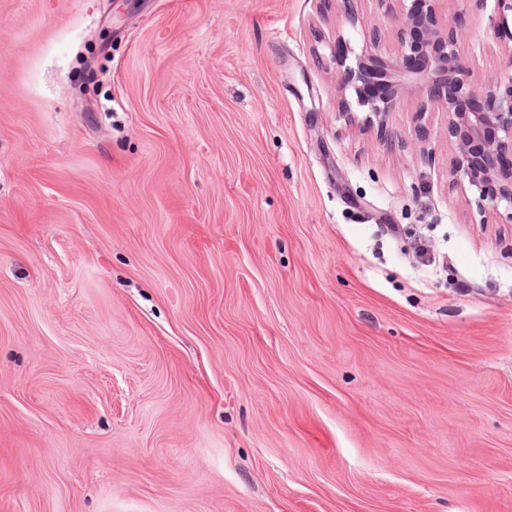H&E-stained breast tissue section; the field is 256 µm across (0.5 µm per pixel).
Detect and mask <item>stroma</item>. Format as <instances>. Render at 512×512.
Listing matches in <instances>:
<instances>
[{
  "label": "stroma",
  "instance_id": "obj_1",
  "mask_svg": "<svg viewBox=\"0 0 512 512\" xmlns=\"http://www.w3.org/2000/svg\"><path fill=\"white\" fill-rule=\"evenodd\" d=\"M358 9L0 0V512H512V224Z\"/></svg>",
  "mask_w": 512,
  "mask_h": 512
}]
</instances>
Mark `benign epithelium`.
I'll list each match as a JSON object with an SVG mask.
<instances>
[{"instance_id":"obj_1","label":"benign epithelium","mask_w":512,"mask_h":512,"mask_svg":"<svg viewBox=\"0 0 512 512\" xmlns=\"http://www.w3.org/2000/svg\"><path fill=\"white\" fill-rule=\"evenodd\" d=\"M351 24L358 21L356 0H321L327 8L333 2ZM389 15L400 12L396 38L400 55L369 65L363 55L347 63L336 59V81L340 91L354 92L357 103L383 118L401 98L423 92L427 99L448 112V143L453 156L449 175L455 182L466 181L479 191L493 214L512 224V73L495 77L478 86L466 79L468 66L459 54L458 32L440 24L442 0H377ZM398 7H393V3ZM512 0H494L488 16L512 67V26L506 13ZM480 100L478 109H458L464 99Z\"/></svg>"}]
</instances>
